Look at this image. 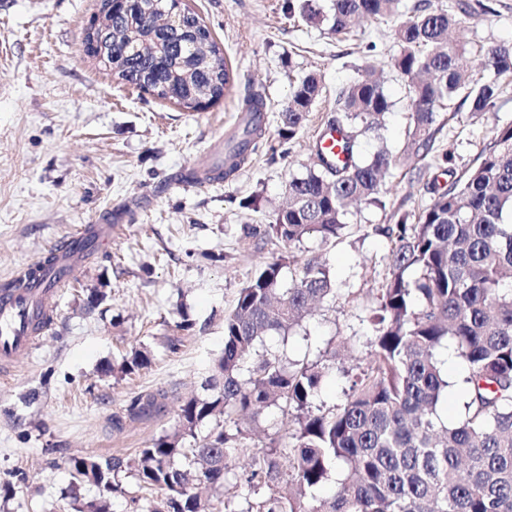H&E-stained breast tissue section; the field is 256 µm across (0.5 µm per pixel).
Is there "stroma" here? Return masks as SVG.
I'll return each mask as SVG.
<instances>
[{
    "instance_id": "1",
    "label": "stroma",
    "mask_w": 512,
    "mask_h": 512,
    "mask_svg": "<svg viewBox=\"0 0 512 512\" xmlns=\"http://www.w3.org/2000/svg\"><path fill=\"white\" fill-rule=\"evenodd\" d=\"M232 69L228 96L196 112L119 82L85 55L82 38L98 0H0V283L34 265L84 224L112 237L74 285L53 300L54 322L31 352L0 370V512H73L75 455L132 457L171 431L181 400L199 391L224 347V314L265 262L288 257L286 277L307 260L325 261L336 296L318 304L288 337L266 345L298 361L327 344L337 369L317 402L342 403L372 350L371 309L390 276L382 257L386 227L429 204L427 184L475 165L496 128L512 125V76L500 78L492 107L475 113L455 98L440 109L422 174L398 165L379 202L351 206L339 238L312 234L286 247L245 237L264 229L306 172L317 131L337 92L375 65L393 102L378 133L362 140L402 152L410 124L406 80L390 65L400 47L383 20L362 22L339 40L327 27L288 17L285 0H185ZM429 0L457 14L467 45L462 61L479 71L477 47L512 45V0ZM324 89L295 139L280 136L279 114L306 75ZM267 103L264 146L229 180L197 186L187 169L218 163L235 134L246 94ZM103 301H91L92 291ZM191 329L177 328L181 315ZM177 351H169L170 340ZM148 350V366L119 372ZM165 391V405L132 417V397Z\"/></svg>"
}]
</instances>
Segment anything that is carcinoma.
Listing matches in <instances>:
<instances>
[{
  "mask_svg": "<svg viewBox=\"0 0 512 512\" xmlns=\"http://www.w3.org/2000/svg\"><path fill=\"white\" fill-rule=\"evenodd\" d=\"M402 0H332L336 35L362 18L396 19L400 52L395 70L408 82L413 128L406 151L416 161L433 147L437 111L464 92L472 111L485 112L496 97L497 78L512 75V46L479 48L476 78L460 64L466 44L450 38L458 19L425 3L410 15ZM288 15L321 26L313 0H286ZM85 53L119 80L143 93L198 111L229 91V65L208 28L192 11L168 0L156 11L148 0L113 10L100 0L84 31ZM320 94L310 75L293 89L280 112V135L292 140ZM241 134L229 141L224 162L206 179L228 180L262 145L266 102L244 99ZM392 102L368 77L336 94V114L325 128L342 139L343 158L315 148L306 173L288 182V206L274 213L262 239L288 246L316 232L325 242L344 228L353 201L372 203L396 159L382 146L365 156L360 137L382 128ZM431 202L409 224L386 229L391 241L382 260L390 278L380 289L370 322L373 350L355 376L344 403L315 404L324 378L336 365V348L312 363L292 362L263 347L264 336L286 337L314 302L336 295L324 261L306 262L286 283L283 259L260 266L224 314V349L193 394L178 406L175 425L124 461L74 456L73 486L90 483L97 498L75 512H109L119 472H132L146 489L166 497L151 512H512V125L496 129L479 163L448 184L429 187ZM56 261L49 252L24 274L0 284L14 293L36 285ZM453 341L465 364V401L459 420L447 426L439 413L448 376L437 351ZM150 363L136 350L120 371ZM155 397L135 396L127 412L138 416ZM291 416L293 445L274 434L257 448L247 442L265 409ZM247 467L241 474V460ZM345 467L336 493L317 490ZM238 481L228 483V476ZM285 482L288 490L278 489Z\"/></svg>",
  "mask_w": 512,
  "mask_h": 512,
  "instance_id": "1",
  "label": "carcinoma"
}]
</instances>
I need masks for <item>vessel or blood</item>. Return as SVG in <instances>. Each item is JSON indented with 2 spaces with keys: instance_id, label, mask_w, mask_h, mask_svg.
<instances>
[{
  "instance_id": "b4317fda",
  "label": "vessel or blood",
  "mask_w": 512,
  "mask_h": 512,
  "mask_svg": "<svg viewBox=\"0 0 512 512\" xmlns=\"http://www.w3.org/2000/svg\"><path fill=\"white\" fill-rule=\"evenodd\" d=\"M82 262L81 252L59 251L54 266L45 271L36 288L21 294L0 293V362L10 363L17 355L32 349L37 315L49 310L53 296L67 278L77 273Z\"/></svg>"
}]
</instances>
